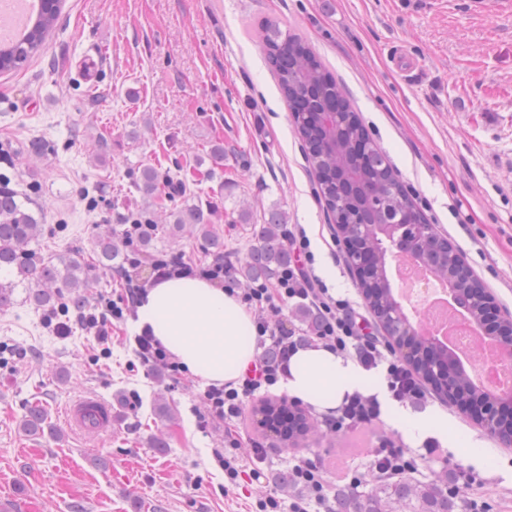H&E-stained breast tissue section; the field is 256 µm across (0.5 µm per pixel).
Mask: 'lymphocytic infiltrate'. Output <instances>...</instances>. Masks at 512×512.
I'll return each mask as SVG.
<instances>
[{
    "mask_svg": "<svg viewBox=\"0 0 512 512\" xmlns=\"http://www.w3.org/2000/svg\"><path fill=\"white\" fill-rule=\"evenodd\" d=\"M287 243L295 256L294 262L275 281H256L247 287L239 285L230 265L221 260L196 267L185 255L169 254L150 264L156 280L195 271L222 283L253 316L259 355L236 385L204 388L193 407L200 428L218 425L224 429V445L213 449L212 457L230 487L265 479L267 452L250 446L241 422L252 399L269 394L287 377L290 358L300 347L318 343L336 354L352 357L364 369L383 368L385 389L393 401L418 406L428 397V389L415 370L377 335L370 317L350 299L333 296L316 274L305 229L289 232ZM142 292L140 285L132 283L120 303L88 305L78 319L79 325L93 333L100 344H108L110 320L123 319L125 306L136 304ZM292 303L311 315L310 329H301L288 318L286 309ZM134 341L135 355L145 371H162L172 379L182 373V366L155 336L145 332L135 336ZM380 422L381 404L377 396L359 391L349 395L328 420L329 426L341 433L359 432ZM367 455L368 472L384 477L415 474L422 458H448L447 452L433 443L427 444L423 457L405 455L396 438L384 435L368 449ZM289 465L293 485L306 488V495L286 499L275 491L256 501L255 512H326L335 482L345 481L352 486L362 482L359 474L344 469L330 471L320 460L305 454L291 455Z\"/></svg>",
    "mask_w": 512,
    "mask_h": 512,
    "instance_id": "obj_1",
    "label": "lymphocytic infiltrate"
}]
</instances>
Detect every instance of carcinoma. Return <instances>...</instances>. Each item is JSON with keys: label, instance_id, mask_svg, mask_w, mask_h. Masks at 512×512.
<instances>
[{"label": "carcinoma", "instance_id": "obj_1", "mask_svg": "<svg viewBox=\"0 0 512 512\" xmlns=\"http://www.w3.org/2000/svg\"><path fill=\"white\" fill-rule=\"evenodd\" d=\"M43 7L23 39L12 46L0 45V72L20 68L41 52L54 29L60 6L55 0H41ZM266 61L276 72L287 102L301 101L291 110V118L301 140V149L317 179V194L327 214L336 224V233L351 244L347 262L362 279L365 300L389 341L397 348L409 349L407 362L426 381L448 389V377L440 367L448 363V352L428 348L425 337L408 322L395 306L380 265L368 271L362 259L382 252L384 241L376 224H407L406 243L410 250L432 258L436 273L448 275V250L445 237L434 232L414 199L404 188L383 151L370 137L359 117L350 110L336 82L323 71L316 55L297 37L280 28L266 27L262 38ZM11 176L0 172V273L12 279L0 282V309L12 303L15 288L29 289L34 305L46 308L56 318L69 317L83 309L85 288L90 283V267L78 260H54L43 256L35 246L39 224L29 208L30 199L20 198L10 187ZM135 189L144 197H164L172 201L184 194L180 181L169 175L160 180L159 172L146 166L133 179ZM212 206L193 202L169 212L174 232L191 226L203 234L208 251L224 256V240L210 229ZM134 224L133 240L144 252L156 239L159 227L149 211L139 214L117 212L107 220L108 230L97 240L95 267L121 271L126 264L122 241L112 224ZM287 215L271 210L264 224L255 230L257 244L250 251L237 275L246 283L271 280L290 262L284 240ZM470 300L477 318L483 317L487 302L482 285L469 279L461 288ZM44 415L32 409L22 420L30 433L42 429ZM367 490L336 489L333 512H389V505L407 507L416 502V512H458L455 496L448 492L447 477L429 483H417L406 477H373Z\"/></svg>", "mask_w": 512, "mask_h": 512}]
</instances>
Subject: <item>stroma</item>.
Here are the masks:
<instances>
[{
  "label": "stroma",
  "mask_w": 512,
  "mask_h": 512,
  "mask_svg": "<svg viewBox=\"0 0 512 512\" xmlns=\"http://www.w3.org/2000/svg\"><path fill=\"white\" fill-rule=\"evenodd\" d=\"M271 24L316 54L427 222L460 247L499 317L512 315V0H65L41 55L0 74V142L15 152L14 188H40L43 254L92 263L113 211L149 205L134 173L160 164L175 167L188 198L215 205L233 266L264 213L280 209L305 229L332 295L361 302L259 47ZM399 52L413 70L397 67ZM35 138L54 153L27 155ZM217 142L219 166L209 156ZM86 185L101 194L93 213L79 198ZM43 317L21 287L0 309V503L11 512H250L281 488L290 453L365 467L310 405L311 431L282 451L250 410L243 429L269 446V481L225 489L211 456L221 432L200 430L192 411L195 377L135 366L129 321L114 323L105 352L82 328L60 335ZM83 394L111 403V432L91 440L68 426L65 409ZM34 407L47 427L37 435L20 426ZM404 412L448 419L447 431L434 421L424 431L447 448V464H421L416 480L444 471L461 502L512 512V446L435 392Z\"/></svg>",
  "instance_id": "obj_1"
}]
</instances>
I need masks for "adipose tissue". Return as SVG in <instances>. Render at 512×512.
Segmentation results:
<instances>
[{
  "instance_id": "1",
  "label": "adipose tissue",
  "mask_w": 512,
  "mask_h": 512,
  "mask_svg": "<svg viewBox=\"0 0 512 512\" xmlns=\"http://www.w3.org/2000/svg\"><path fill=\"white\" fill-rule=\"evenodd\" d=\"M252 320L239 299L194 275H175L152 284L137 304L135 331L153 335L201 386L234 383L252 359L240 338ZM365 373L356 361L319 344L299 348L282 387L288 396L322 414L336 410L359 391Z\"/></svg>"
}]
</instances>
